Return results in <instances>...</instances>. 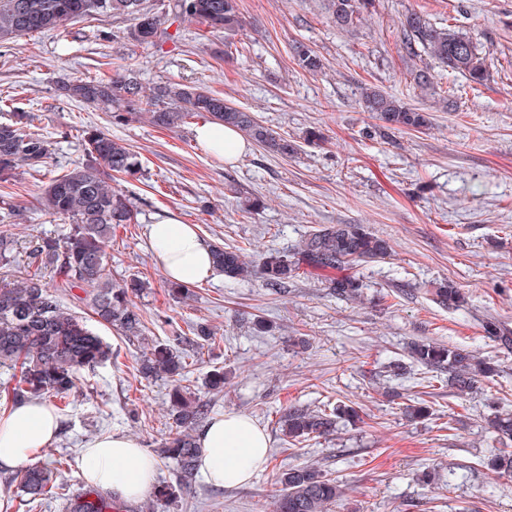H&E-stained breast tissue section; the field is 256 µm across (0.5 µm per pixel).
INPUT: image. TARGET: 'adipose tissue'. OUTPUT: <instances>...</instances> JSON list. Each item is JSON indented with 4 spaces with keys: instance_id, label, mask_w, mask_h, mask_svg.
Masks as SVG:
<instances>
[{
    "instance_id": "obj_1",
    "label": "adipose tissue",
    "mask_w": 512,
    "mask_h": 512,
    "mask_svg": "<svg viewBox=\"0 0 512 512\" xmlns=\"http://www.w3.org/2000/svg\"><path fill=\"white\" fill-rule=\"evenodd\" d=\"M195 134L206 150L228 161L246 148L236 130L212 121L199 125ZM149 238L168 279L188 285L214 276L211 248L193 226L164 218L151 224ZM57 434L58 420L49 405L36 400L15 404L0 416V469L35 462ZM199 442L198 471L207 481L226 488L250 482L264 466L269 448L263 428L238 412L212 420L200 432ZM82 460L86 483L120 499L145 495L155 479L153 456L132 437L95 438L87 444Z\"/></svg>"
}]
</instances>
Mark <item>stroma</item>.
<instances>
[{
    "mask_svg": "<svg viewBox=\"0 0 512 512\" xmlns=\"http://www.w3.org/2000/svg\"><path fill=\"white\" fill-rule=\"evenodd\" d=\"M245 20L234 49L202 26L180 21L170 40L141 44L128 36L132 20L98 13L58 30L0 45V93H14V109L30 115L48 137L53 161L83 158L76 137L89 125L138 151L143 172L121 181L137 210L136 223L117 228L107 249L114 279H148L137 300L148 336L206 324L214 344L191 367L192 391L211 406L252 417L270 437L267 461L248 485L224 489L196 477L155 512H273L278 471L313 463L342 485L330 512H512V475L489 470L494 443L485 428L487 400L512 410V351L484 338L481 323L494 317L512 327V0H376L356 32L336 29L320 0H238ZM417 11L431 21L471 33L493 61L479 90L436 71L454 89L458 108H434L414 89L399 48L401 23ZM311 46L325 69L312 75L293 59L296 43ZM133 72L143 88L172 80L191 82L254 112L265 126L300 144L289 159L255 144L231 161L198 146L200 118L161 130L143 119L113 123L109 108L58 100L61 80L108 78ZM379 86L413 107L431 108L432 125L420 132L380 134L379 122L359 103L360 88ZM325 136L303 144L306 130ZM46 179L22 168L0 182L20 204L18 216H0L19 239L59 232L63 224L36 203ZM263 206L248 215L238 195ZM195 225L207 244L243 247L251 259L296 244L319 224H362L390 240L391 256L354 269L364 284L356 301L327 295L320 277L305 273L284 291L259 278L233 281L215 275L194 284L193 299L171 300L166 276L148 236L157 218ZM449 281L468 297L452 311L433 302L428 284ZM262 316L267 332L247 319ZM100 333L118 357L99 369L89 388L71 396L58 416L61 431L51 451L66 455L62 478L84 482L87 443L105 434L159 448L174 427L167 384L135 371L143 346L109 328ZM428 340L464 346L493 359L500 373L482 390L460 395L447 370L408 363L401 379L384 366L406 357L407 343ZM224 369V389L208 390L213 367ZM422 400L429 414L408 423L402 408ZM361 408L363 420L340 424L332 439L289 445L277 421L288 407L327 403ZM436 465L434 484L422 473Z\"/></svg>",
    "mask_w": 512,
    "mask_h": 512,
    "instance_id": "35a3bbf8",
    "label": "stroma"
}]
</instances>
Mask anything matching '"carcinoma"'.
<instances>
[{"instance_id": "obj_1", "label": "carcinoma", "mask_w": 512, "mask_h": 512, "mask_svg": "<svg viewBox=\"0 0 512 512\" xmlns=\"http://www.w3.org/2000/svg\"><path fill=\"white\" fill-rule=\"evenodd\" d=\"M371 0H327V11L336 29L354 31ZM106 8L115 16L135 21L131 37L154 43L169 37L167 15L153 12L143 0H0V42L33 33L56 30L79 18H90ZM172 12L178 19L189 18L213 35L240 30L243 20L237 0H175ZM401 44L412 65L409 75L414 87L452 110L456 106L452 90L434 82L428 68L415 64L425 53L448 72L474 84L487 80L488 60L478 52L467 34L437 26L416 11L401 22ZM296 64L306 72L322 71L324 63L316 51L304 44L293 49ZM62 99H79L112 108V122L125 124L146 115L151 125L171 130L188 119L206 115L234 128L267 153L291 158L298 153L296 141L264 126L254 113L234 107L224 96L201 86L165 81L144 93L137 79L117 72L107 80L88 78L62 81L55 88ZM362 104L386 124V129L420 131L430 123L421 108L408 107L396 98L372 87L362 89ZM86 162L53 173L38 203L49 214L66 221L57 234L31 237L22 243L9 230H0V267L22 262L31 271L20 281L0 285V367L20 368L12 377L14 401L39 400L58 408L68 404L86 376L112 364V345L88 320L64 305L66 296L91 312L100 324L117 328L123 335L145 339L148 327L135 298L150 288L146 279L134 276L117 282L109 268L107 244L113 231L136 221L131 198L110 181L118 176L134 177L143 170L140 154L96 127L82 130ZM51 142L31 130L28 116L16 115L0 123V180H8L21 167L38 171L49 165ZM216 270L229 280L256 276L268 288H278L300 276L304 269L343 270L355 264L384 259L390 255L389 240L375 235L362 224H333L313 227L291 248L264 254L258 263H249L243 249L215 245L211 248ZM324 286L339 299L354 300L362 295L363 284L354 276H326ZM170 299L184 302L193 296L190 286L167 282ZM427 293L433 302L448 309L466 303L465 295L448 282H435ZM484 336L505 349H512V329L494 317L482 323ZM214 332L197 325L192 336L180 330L155 341L137 362V372L145 379H164L176 431L156 450L157 457L175 465L179 485L190 484L196 475L201 446L195 435L204 421L207 403L183 385L191 366L189 352L215 340ZM412 362L428 370H448V380L460 394L478 389L497 373L494 363L455 345L415 340L408 346ZM356 423L357 410L347 405L329 404L315 410L290 408L280 417L283 436L292 445L324 439L336 434L342 421ZM486 424L494 441L501 444L488 466L499 474H512V412L490 409ZM63 462L49 455L13 476L7 485H16L20 497L33 509L55 496L65 501V512H127V506L112 495L88 486L70 491L60 481ZM281 493L275 512H329L342 496L336 479L313 464L291 465L278 474Z\"/></svg>"}]
</instances>
